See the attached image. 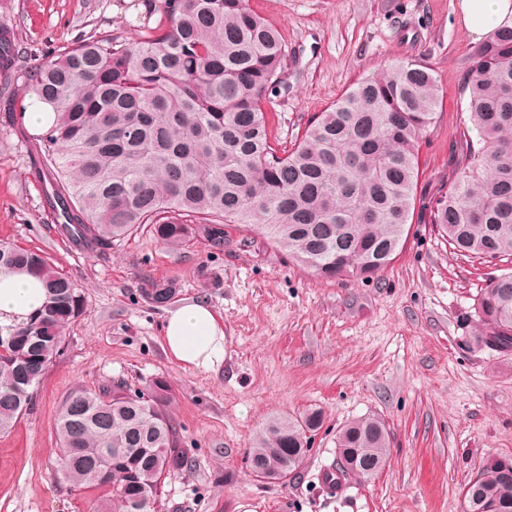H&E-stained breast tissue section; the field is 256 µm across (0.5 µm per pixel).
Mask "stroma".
Returning a JSON list of instances; mask_svg holds the SVG:
<instances>
[{"label":"stroma","instance_id":"obj_1","mask_svg":"<svg viewBox=\"0 0 512 512\" xmlns=\"http://www.w3.org/2000/svg\"><path fill=\"white\" fill-rule=\"evenodd\" d=\"M461 0H248L279 30L292 56L288 92L267 115L271 144L288 145L359 77L406 59L435 72L440 99L419 153L417 196L448 177L468 100L473 49ZM148 0H0L13 33L15 73L82 35L137 39ZM0 241L45 252L86 298L46 369L34 402L0 433V512H92L94 492L54 478L57 408L73 389L165 378L186 476L166 481L157 512H463L462 489L487 458H512V350L470 346L473 305L497 265L453 253L431 225L412 224L394 261L367 280L327 281L288 262L243 225L223 250L197 239L181 250L148 234L99 256L53 232L28 174L27 146L0 104ZM175 281L178 303L209 304L224 319V361L205 371L165 352L166 308L149 304L141 277ZM323 413L302 467L261 481L247 460L274 417ZM382 418L393 439L385 469L348 479L336 496L316 478L336 458V433Z\"/></svg>","mask_w":512,"mask_h":512}]
</instances>
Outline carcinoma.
Returning <instances> with one entry per match:
<instances>
[{
  "label": "carcinoma",
  "instance_id": "1",
  "mask_svg": "<svg viewBox=\"0 0 512 512\" xmlns=\"http://www.w3.org/2000/svg\"><path fill=\"white\" fill-rule=\"evenodd\" d=\"M153 12L131 43L85 36L25 71L23 94L53 113L26 139L58 232L99 255L143 226L171 249L202 238L221 250L224 226L244 224L324 279L386 268L414 217L419 142L439 103L434 70L410 59L360 77L278 149L266 126L267 106L286 91L278 30L247 0H155ZM467 74L464 129L425 222L462 256L512 260V19L475 47ZM27 108L7 102L22 133ZM17 268L42 282L46 300L0 326V432L28 410L64 328L85 312L82 290L43 252L1 242L0 271ZM140 293L161 307L179 287L144 277ZM474 324V345L512 348V271L481 289ZM171 400L162 378L134 393L70 392L53 424L55 478L102 492L103 512H151L164 480L188 468ZM322 423L317 409L271 419L251 442L252 474L288 478ZM390 453L378 417L336 434L343 479L378 475ZM462 496L464 512H512V459L488 460Z\"/></svg>",
  "mask_w": 512,
  "mask_h": 512
}]
</instances>
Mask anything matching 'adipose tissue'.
<instances>
[{
    "label": "adipose tissue",
    "instance_id": "adipose-tissue-1",
    "mask_svg": "<svg viewBox=\"0 0 512 512\" xmlns=\"http://www.w3.org/2000/svg\"><path fill=\"white\" fill-rule=\"evenodd\" d=\"M461 8L475 43L512 17V0H462ZM44 301L45 290L33 276L0 273V326L25 322ZM163 341L166 353L177 363L209 370L224 360V321L208 304H184L168 311Z\"/></svg>",
    "mask_w": 512,
    "mask_h": 512
}]
</instances>
